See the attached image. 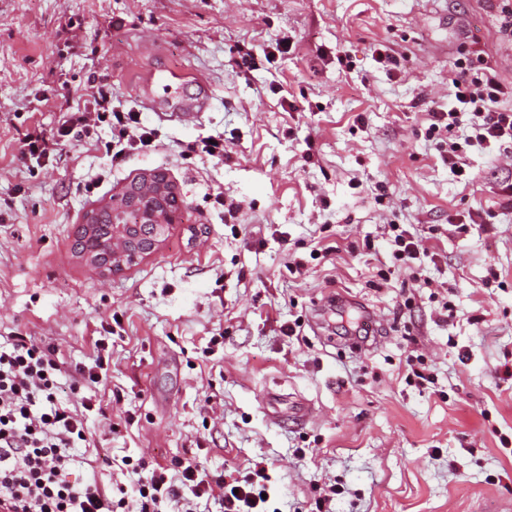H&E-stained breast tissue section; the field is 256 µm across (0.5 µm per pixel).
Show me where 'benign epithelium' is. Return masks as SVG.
<instances>
[{"instance_id": "7a95c632", "label": "benign epithelium", "mask_w": 512, "mask_h": 512, "mask_svg": "<svg viewBox=\"0 0 512 512\" xmlns=\"http://www.w3.org/2000/svg\"><path fill=\"white\" fill-rule=\"evenodd\" d=\"M175 193L160 171H151L112 196V238L109 253L89 260L106 273L117 272L155 253L170 229L178 223L180 209L171 205ZM137 210L136 224L126 220V212Z\"/></svg>"}]
</instances>
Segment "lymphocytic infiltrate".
Wrapping results in <instances>:
<instances>
[{"mask_svg": "<svg viewBox=\"0 0 512 512\" xmlns=\"http://www.w3.org/2000/svg\"><path fill=\"white\" fill-rule=\"evenodd\" d=\"M452 84L454 100L448 108L428 112V134L466 128L468 146L496 149L512 154V87L503 84L489 67L473 68L455 61ZM90 105L69 111L61 130L90 133L94 126L108 123L112 139L105 149L117 155L153 146L154 129L144 126L137 113L116 112L98 90L88 92ZM393 272L408 271L413 281L422 277L425 254L419 241L402 225L392 227ZM62 364L54 347L24 336L0 344V512H198L201 500L218 499L224 512H257L263 493L270 490V476L256 466L252 476L234 485L223 474L209 473L195 459L169 466H152L138 489L135 503L115 498L97 481L73 482L69 474L75 464L72 453L84 440L85 412L59 402L57 394Z\"/></svg>", "mask_w": 512, "mask_h": 512, "instance_id": "1", "label": "lymphocytic infiltrate"}]
</instances>
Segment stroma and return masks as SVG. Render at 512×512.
<instances>
[{
	"label": "stroma",
	"instance_id": "stroma-1",
	"mask_svg": "<svg viewBox=\"0 0 512 512\" xmlns=\"http://www.w3.org/2000/svg\"><path fill=\"white\" fill-rule=\"evenodd\" d=\"M479 53L512 84L497 0H0V342L107 365L61 392L95 406L72 479L131 501L122 459L193 457L229 483L268 466L266 512H512V158L468 150L466 181L441 157L467 129L426 135ZM167 70L177 90L151 83ZM91 83L156 146L112 158L106 123L58 138ZM31 128L50 157L22 159ZM208 136L223 155L190 152ZM152 170L179 224L118 273L87 265L85 212ZM395 224L424 287L377 275ZM412 352L430 383L406 382ZM98 369L100 371H97ZM106 371L100 358L95 360L94 365L75 367L74 374L70 375V390L72 393L78 394L87 385L101 382L106 377Z\"/></svg>",
	"mask_w": 512,
	"mask_h": 512
}]
</instances>
